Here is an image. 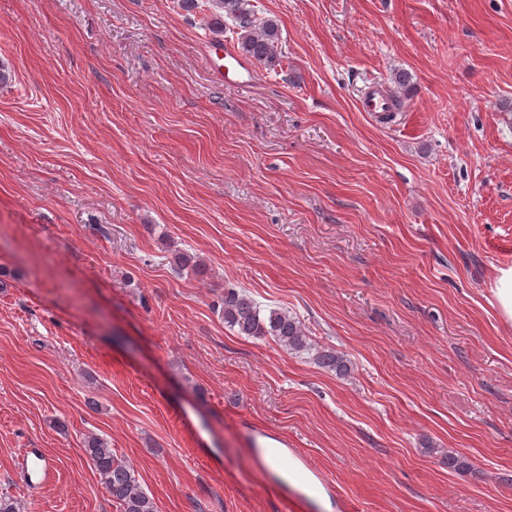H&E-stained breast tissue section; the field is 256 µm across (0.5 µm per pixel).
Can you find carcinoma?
I'll return each instance as SVG.
<instances>
[{
  "label": "carcinoma",
  "instance_id": "carcinoma-1",
  "mask_svg": "<svg viewBox=\"0 0 512 512\" xmlns=\"http://www.w3.org/2000/svg\"><path fill=\"white\" fill-rule=\"evenodd\" d=\"M211 27L224 32V18L235 23L237 48L256 62L272 66L282 54L278 21L258 18L249 8V0H209ZM175 262L196 276L203 275L205 265L187 253L175 255ZM224 323L238 334L248 337H271L289 354L307 353L315 364L336 372L339 377L350 376L351 360L334 347L318 345L309 336L300 319L286 310L273 309L261 313L258 304L249 296L235 290L224 291L222 299ZM85 454L103 481L120 512H154L150 498L141 488L134 470L127 461L112 452L111 444L96 435L85 438Z\"/></svg>",
  "mask_w": 512,
  "mask_h": 512
}]
</instances>
